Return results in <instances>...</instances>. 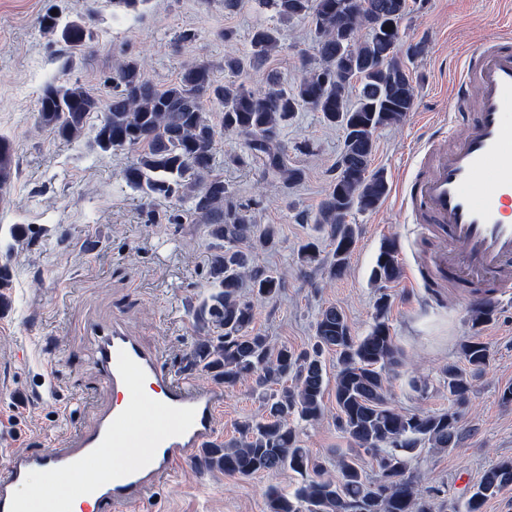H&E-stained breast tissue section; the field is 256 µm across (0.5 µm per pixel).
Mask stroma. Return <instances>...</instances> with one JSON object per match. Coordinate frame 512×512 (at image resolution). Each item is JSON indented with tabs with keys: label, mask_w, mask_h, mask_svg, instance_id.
<instances>
[{
	"label": "stroma",
	"mask_w": 512,
	"mask_h": 512,
	"mask_svg": "<svg viewBox=\"0 0 512 512\" xmlns=\"http://www.w3.org/2000/svg\"><path fill=\"white\" fill-rule=\"evenodd\" d=\"M62 19H82L92 40L74 49L44 34L46 8ZM276 26L282 47L268 62L285 85L301 74L313 53L308 19L279 21L262 0H147L134 11L114 12L111 0H0V135L10 139L17 172L0 190V264L9 263L11 306L0 313V468L4 449L45 453L89 425L109 405L112 393L95 355V330L119 319L176 377L212 384L203 371L185 375L183 359L200 331L192 309L211 294V240L204 225L184 221L153 224L149 212L168 213L171 200L142 199L126 186L124 169L135 153H103L93 145L99 117L74 140L42 126L37 101L43 87L60 78L80 81L94 95L112 92L115 67L133 58L155 85L175 82L186 64L209 62L217 80H227L224 58L245 56L256 28ZM401 44L423 51L406 65L418 87L413 112L400 124L378 129L371 167L383 171L390 190L372 211H352L359 237L346 271L329 277L326 267L301 265L298 251L317 243L329 258L327 228L314 217L336 177L344 144L341 130L305 108L282 131L289 167L302 179L285 183L244 158L242 140L219 134L217 172L230 201L247 203L258 224L280 227L275 249L259 252V266L276 270L284 286L256 306L254 328L274 344L311 350L321 310L345 314L354 335L374 322L375 302L387 294L392 336L409 358L390 374V403L409 413L447 410L441 369L462 363L460 345L478 336L489 362L460 407V438L442 452L423 449L412 473L432 492L434 512H463L484 472L512 458V403L501 393L512 386V294L496 297L494 315L473 330L471 296L458 288L427 287L428 253L446 240L420 233L401 201L404 180L416 171L414 156L449 122L452 90L465 51L498 36H512V0H408L400 23ZM192 33L178 42L180 33ZM398 249L401 277L375 285L371 270L383 241ZM325 414L316 423L296 422L301 445L335 471L339 456L357 447L338 427L334 396L336 356L324 352ZM262 394L244 383L225 389L215 420L217 443L237 437V425L257 414ZM299 474L289 470L249 477L189 464L157 487L134 512H266V492L294 491Z\"/></svg>",
	"instance_id": "obj_1"
}]
</instances>
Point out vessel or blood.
<instances>
[{
  "mask_svg": "<svg viewBox=\"0 0 512 512\" xmlns=\"http://www.w3.org/2000/svg\"><path fill=\"white\" fill-rule=\"evenodd\" d=\"M474 108L462 136H436L421 150L417 173L405 181L402 202L413 221L447 238L433 259V277L512 290V40L498 38L467 52L451 109ZM97 360L114 403L70 436L65 447L42 454L13 453L0 471V512H38L41 501L19 495L32 471L48 483L78 473L80 495L93 512L140 504L212 445L222 389L176 379L126 326L99 333Z\"/></svg>",
  "mask_w": 512,
  "mask_h": 512,
  "instance_id": "vessel-or-blood-1",
  "label": "vessel or blood"
}]
</instances>
